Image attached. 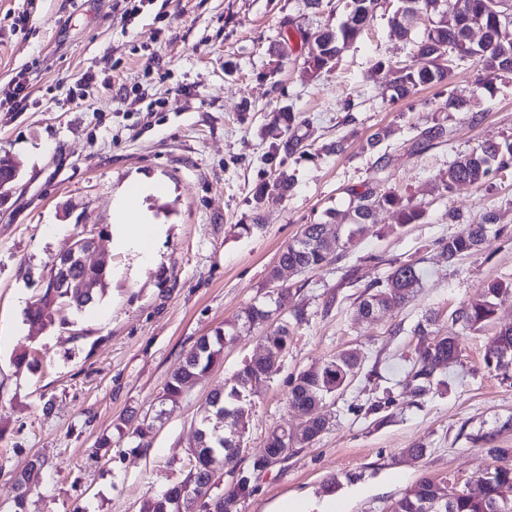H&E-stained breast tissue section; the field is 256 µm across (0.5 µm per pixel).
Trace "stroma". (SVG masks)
I'll use <instances>...</instances> for the list:
<instances>
[{
  "label": "stroma",
  "mask_w": 512,
  "mask_h": 512,
  "mask_svg": "<svg viewBox=\"0 0 512 512\" xmlns=\"http://www.w3.org/2000/svg\"><path fill=\"white\" fill-rule=\"evenodd\" d=\"M381 3L335 68L315 77L299 33L338 26L344 0L320 9L308 0H168L126 19L115 0H37L23 26L13 23L23 0H0V91L20 71L32 90L25 111L0 107V158L19 167L0 190V512L13 500L11 475L35 459L43 467L29 512H139L178 481L208 396L262 352L261 332L225 345L223 360L175 403L162 398L169 374L199 336L267 299L282 249L304 225L329 223L330 211L347 208V187L377 174L425 217L402 226L394 210L378 211L341 260L285 274L288 306L304 319L254 400L243 458L262 454L275 427L299 424L288 395L300 371L350 348L362 371L336 393L329 429L258 474L236 512H275L287 498L317 504L330 485L338 512H390L421 477L461 485L492 468L484 435L512 448V377L484 363L496 332L512 324V293L497 298L490 324L461 335L446 388L416 393L402 372L418 352V322L433 312L438 327L450 328V314L479 288L512 278V175L498 176L489 191L459 185L443 197L436 187L458 153L512 141V80L479 84L481 66L470 60L450 88L472 100V111H448L438 87L391 101L387 66L413 55L391 31L399 0ZM283 41L288 56L280 61ZM88 72L95 81L84 89ZM285 106L306 121L307 154L288 158L293 189L267 195L263 229L247 233L255 188L270 172L268 126ZM434 120L453 127V140L411 153L416 126ZM381 127L395 133L372 148L368 139ZM339 137L345 153H325ZM382 149L392 163L379 173ZM146 179L162 186L141 202L161 226L148 263L111 232L117 196ZM452 209L461 222L494 213L498 227L453 262L436 245L460 229ZM78 233L96 241L88 262L107 261L106 289L91 309L60 311L54 326L32 333L24 309ZM408 258L420 262L422 287L402 306L359 319L362 285ZM22 349L31 366L15 363ZM388 392L394 405L369 412ZM127 418L149 423L148 447L119 433ZM103 437L111 447H99ZM418 442L425 455L405 457Z\"/></svg>",
  "instance_id": "35a3bbf8"
}]
</instances>
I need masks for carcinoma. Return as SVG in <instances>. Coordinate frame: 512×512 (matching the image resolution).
<instances>
[{
	"instance_id": "1",
	"label": "carcinoma",
	"mask_w": 512,
	"mask_h": 512,
	"mask_svg": "<svg viewBox=\"0 0 512 512\" xmlns=\"http://www.w3.org/2000/svg\"><path fill=\"white\" fill-rule=\"evenodd\" d=\"M404 6L390 19L393 32L412 45L414 56L426 60L422 67L398 63L390 67L392 73V98L403 99L418 88L428 85H447L453 69L468 60L481 63L486 77L512 78V6L508 0H402ZM381 0H348L344 21L333 28L325 25L313 32L299 33L302 45L308 48L306 64L314 77L330 71L341 53L355 43L371 24ZM424 12L438 16L420 38L412 36L408 16ZM479 30L481 37L472 42L468 34ZM301 123L291 109L284 108L273 118L272 127L289 132L283 146L274 145L266 162L274 165L271 178L264 182L254 195L260 204L264 195L276 191L285 196L293 188L294 178L285 168L287 157L305 152L303 137L298 134ZM453 129L434 122L416 128L409 139V149L422 153L429 148L448 142ZM512 171V143H482L472 151L458 155L448 169L439 175L438 189L451 192L459 184L486 187L494 173ZM350 201L347 209L331 213L334 224H308L299 237L281 252L277 264L270 270L269 281L280 278L283 267L297 268L298 272L321 269L342 256L347 245L360 234L379 209L394 208L399 213L400 224H416L424 218V210L410 200L384 187L376 178L359 186L348 188ZM493 228V217L463 225L454 234L437 240L438 248L447 254L448 262L476 250ZM422 270L413 259L394 260L391 272L383 280L364 285L357 310L365 319L391 307L405 303L422 284ZM108 281L103 266L80 265L70 270L65 286L45 287L43 305L29 308L24 320L44 330L55 322L51 311L44 308L50 301L63 308L83 311L94 303ZM93 287H87V284ZM512 292V281L497 280L484 286L478 293L455 310L452 324L477 332L490 323L495 315L494 299L502 293ZM290 288L279 290L276 297L265 303L251 304L240 316L241 323L227 329H216L213 334L200 337L184 360L169 376L164 387L163 400L176 402L184 388L203 377L224 355V344L236 339L240 331L259 329L262 342L272 350L285 352L292 335L291 322L284 317ZM436 316H429L425 323L417 324L415 334L420 336L421 348L417 364L405 371L408 381L414 383L418 393L446 385L444 376L450 363L460 352L459 334L447 332L431 335L428 326ZM487 368L508 374L512 369V326H504L495 334L485 356ZM361 362L356 354L343 351L320 365L301 371L291 388L289 405L311 407L318 403L326 407V400L346 388L357 377ZM272 375L261 360L252 358L243 362L222 391L209 398V415L202 420L199 446L191 449L194 464L184 478L163 494L144 500L139 512H234L237 502L253 490L254 473L263 469L262 459L255 458L246 467L238 453L224 446V437L210 426V419L223 416L225 426L231 427L243 417L242 410L249 409L271 381ZM503 464L495 466L487 476L479 479L480 493L474 495L465 489H455L444 481L429 476L421 477L398 500L391 512H429L427 507L437 499L436 512H512V499L507 501L503 489L512 491V463H507L509 449L492 448ZM41 468L34 460L30 467L13 478L16 495L13 512H26L27 494L33 475ZM231 477L229 485L218 489L223 475Z\"/></svg>"
}]
</instances>
